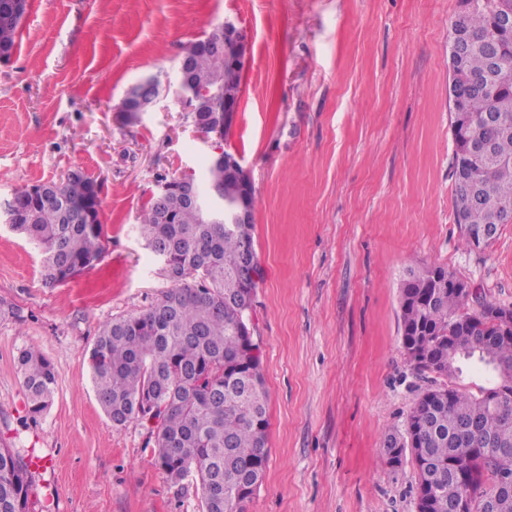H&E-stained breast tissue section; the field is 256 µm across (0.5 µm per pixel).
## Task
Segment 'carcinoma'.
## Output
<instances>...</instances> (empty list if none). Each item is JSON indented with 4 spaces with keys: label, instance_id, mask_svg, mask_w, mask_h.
I'll use <instances>...</instances> for the list:
<instances>
[{
    "label": "carcinoma",
    "instance_id": "carcinoma-1",
    "mask_svg": "<svg viewBox=\"0 0 512 512\" xmlns=\"http://www.w3.org/2000/svg\"><path fill=\"white\" fill-rule=\"evenodd\" d=\"M0 0V53L12 54L25 11L3 9ZM470 20L471 47L464 53L465 72L480 76L492 61L512 68V42L495 31L497 0H476ZM223 36L218 28L193 42L189 83L179 88L190 99L224 73L199 50L200 43ZM462 109L455 116L460 139L452 167L472 175L479 198L460 225L465 245L486 225L512 224V130L503 133L482 123L488 113L512 127V83L481 89L457 87ZM192 121L207 137L226 135L224 116L199 104ZM94 181L74 170L58 182L42 184L44 197L24 189L11 228L41 250L46 285H64L95 268L106 252L100 221L101 200L90 199ZM199 201L211 212L206 224L195 206L169 194L161 210L151 202L140 222L144 245L154 256L173 254L175 274L160 267L171 283L145 309L104 323L93 344L92 383L104 413L116 426L131 421L151 424L152 464L173 484L199 482L202 512H247L264 479L268 460V392L262 351L254 340L251 315L236 300L244 286L238 269L257 273L253 225L235 224L238 183L209 161L205 185L195 184ZM95 208V223L74 220L69 208ZM448 276L442 266L409 273L400 288V329L404 350L427 386L414 402L405 430L388 437L387 466L410 460L416 473L418 512H454L469 493L471 512L496 488L498 475L512 473V326L492 316L508 310L486 298L478 309L467 297L438 285ZM476 359L497 377V385L467 395L445 383L461 372L460 360ZM17 362L34 418L50 406L57 371L41 352L26 347ZM37 491L26 458L0 443V512H36Z\"/></svg>",
    "mask_w": 512,
    "mask_h": 512
}]
</instances>
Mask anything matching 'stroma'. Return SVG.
Returning <instances> with one entry per match:
<instances>
[{
    "instance_id": "stroma-1",
    "label": "stroma",
    "mask_w": 512,
    "mask_h": 512,
    "mask_svg": "<svg viewBox=\"0 0 512 512\" xmlns=\"http://www.w3.org/2000/svg\"><path fill=\"white\" fill-rule=\"evenodd\" d=\"M0 61V203L82 169L102 183L103 260L46 287L41 252L0 223V440L38 449L40 512H201L193 481L152 463L146 424L113 425L93 388L100 326L168 286L139 233L163 181L203 180L214 146L175 94L194 40L231 21L251 59L222 142L254 188L253 336L269 391V458L248 512H416L412 465L383 460L424 388L401 345L399 292L441 265L512 307V224L466 247L454 220L448 33L459 0H29ZM164 91L133 124L114 106ZM58 376L27 413L17 363ZM154 76H148L137 83L131 85L124 93L121 98L119 104L115 107V112H128L137 102L141 101L140 93L143 87L149 85ZM135 112H128L124 121L126 123H131L135 120ZM17 362L27 393V412L35 418L46 411L53 400L57 371L49 359L32 347L21 349Z\"/></svg>"
}]
</instances>
